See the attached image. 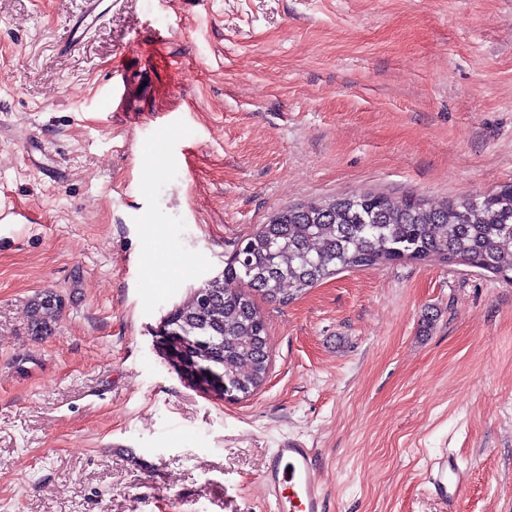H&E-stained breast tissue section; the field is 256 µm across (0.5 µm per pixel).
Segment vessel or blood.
Masks as SVG:
<instances>
[{
  "instance_id": "b4317fda",
  "label": "vessel or blood",
  "mask_w": 512,
  "mask_h": 512,
  "mask_svg": "<svg viewBox=\"0 0 512 512\" xmlns=\"http://www.w3.org/2000/svg\"><path fill=\"white\" fill-rule=\"evenodd\" d=\"M427 479L434 494L455 512L467 472L444 454L432 461ZM263 482L278 512H323L325 493L316 474L314 449L295 441L283 444L270 457Z\"/></svg>"
}]
</instances>
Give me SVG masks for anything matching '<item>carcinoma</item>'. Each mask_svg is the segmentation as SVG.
<instances>
[{"instance_id": "1", "label": "carcinoma", "mask_w": 512, "mask_h": 512, "mask_svg": "<svg viewBox=\"0 0 512 512\" xmlns=\"http://www.w3.org/2000/svg\"><path fill=\"white\" fill-rule=\"evenodd\" d=\"M407 260L512 276V184L440 205L373 191L288 205L241 238L224 273L173 307L164 329L187 355L247 397L263 384L270 359L254 297L281 304L341 270ZM230 281L241 288H226ZM62 309L57 292L36 295L28 310L32 335L53 334Z\"/></svg>"}]
</instances>
